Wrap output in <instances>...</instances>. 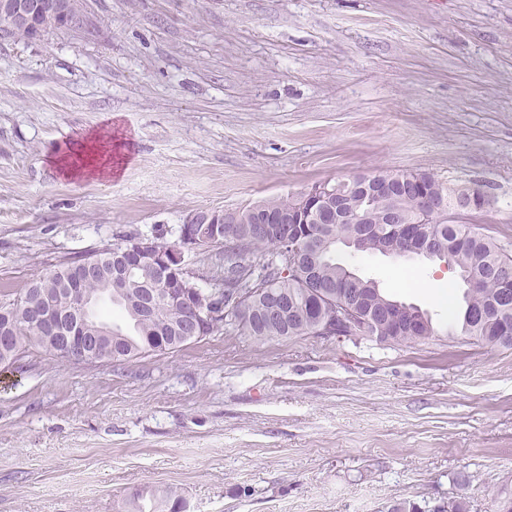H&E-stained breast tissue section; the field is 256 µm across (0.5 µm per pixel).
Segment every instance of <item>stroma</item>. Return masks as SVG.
Masks as SVG:
<instances>
[{"instance_id": "obj_1", "label": "stroma", "mask_w": 512, "mask_h": 512, "mask_svg": "<svg viewBox=\"0 0 512 512\" xmlns=\"http://www.w3.org/2000/svg\"><path fill=\"white\" fill-rule=\"evenodd\" d=\"M87 28L0 41V301L53 265L198 209L378 171L492 199L512 255V0H86ZM131 140L113 178L56 160ZM336 257L432 321L423 342L219 331L121 362L29 347L0 369V512H432L512 497V349L461 330L424 256ZM169 497L171 495L168 493H153L148 498H145L143 494L137 493L133 498L132 505L136 512H180L181 510L177 506L180 501L174 500L170 504ZM166 508L169 510H166Z\"/></svg>"}]
</instances>
